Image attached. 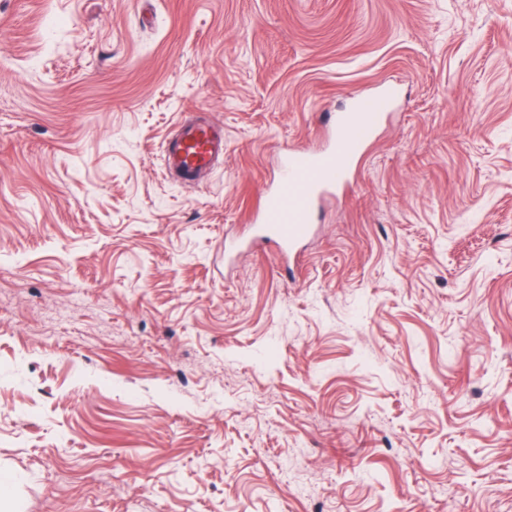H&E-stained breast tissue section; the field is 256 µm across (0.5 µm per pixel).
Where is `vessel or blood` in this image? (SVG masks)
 <instances>
[{"instance_id": "obj_1", "label": "vessel or blood", "mask_w": 512, "mask_h": 512, "mask_svg": "<svg viewBox=\"0 0 512 512\" xmlns=\"http://www.w3.org/2000/svg\"><path fill=\"white\" fill-rule=\"evenodd\" d=\"M393 89L355 96L350 111L333 116L331 138L322 149H292L284 156L277 188L266 194L256 217L261 239L273 242L279 252L293 256L313 232L319 202L342 187L364 146L392 109ZM224 151V134L200 121L188 119L166 144L165 172L182 183H192L199 171L209 169Z\"/></svg>"}]
</instances>
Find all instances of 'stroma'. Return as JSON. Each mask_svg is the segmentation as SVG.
<instances>
[{
    "instance_id": "stroma-1",
    "label": "stroma",
    "mask_w": 512,
    "mask_h": 512,
    "mask_svg": "<svg viewBox=\"0 0 512 512\" xmlns=\"http://www.w3.org/2000/svg\"><path fill=\"white\" fill-rule=\"evenodd\" d=\"M396 105L300 260L283 153ZM186 117L224 156L186 186ZM0 512H512V0H0ZM224 153V132L197 120H184L166 144L162 164L165 172L191 184L199 171L209 169Z\"/></svg>"
}]
</instances>
